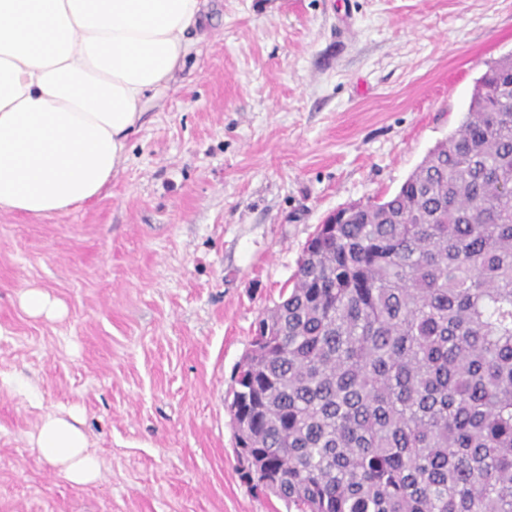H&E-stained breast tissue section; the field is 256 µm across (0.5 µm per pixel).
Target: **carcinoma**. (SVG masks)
Masks as SVG:
<instances>
[{
	"label": "carcinoma",
	"instance_id": "obj_1",
	"mask_svg": "<svg viewBox=\"0 0 512 512\" xmlns=\"http://www.w3.org/2000/svg\"><path fill=\"white\" fill-rule=\"evenodd\" d=\"M228 406L296 512H512V56L389 198L336 210Z\"/></svg>",
	"mask_w": 512,
	"mask_h": 512
}]
</instances>
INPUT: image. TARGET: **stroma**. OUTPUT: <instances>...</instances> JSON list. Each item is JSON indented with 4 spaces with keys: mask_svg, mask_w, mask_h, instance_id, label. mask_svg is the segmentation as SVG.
Returning a JSON list of instances; mask_svg holds the SVG:
<instances>
[{
    "mask_svg": "<svg viewBox=\"0 0 512 512\" xmlns=\"http://www.w3.org/2000/svg\"><path fill=\"white\" fill-rule=\"evenodd\" d=\"M92 202L0 212V512H288L227 406L262 312L332 211L396 193L512 54V0H208ZM38 286L67 313L29 317ZM77 407L95 483L30 436Z\"/></svg>",
    "mask_w": 512,
    "mask_h": 512,
    "instance_id": "stroma-1",
    "label": "stroma"
}]
</instances>
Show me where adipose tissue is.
<instances>
[{
  "instance_id": "obj_1",
  "label": "adipose tissue",
  "mask_w": 512,
  "mask_h": 512,
  "mask_svg": "<svg viewBox=\"0 0 512 512\" xmlns=\"http://www.w3.org/2000/svg\"><path fill=\"white\" fill-rule=\"evenodd\" d=\"M204 3L0 0V211L52 217L99 196ZM35 445L71 484L98 479L76 411L45 413Z\"/></svg>"
}]
</instances>
